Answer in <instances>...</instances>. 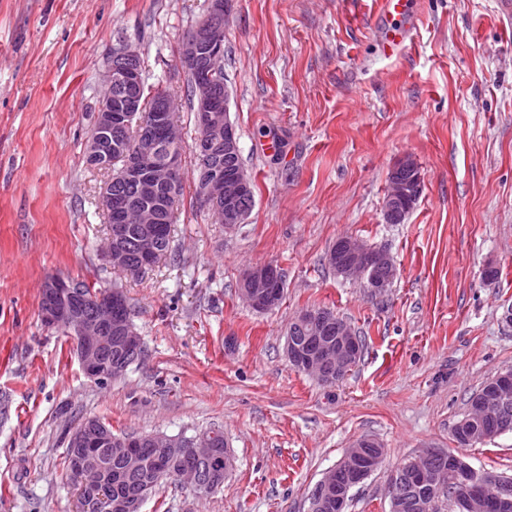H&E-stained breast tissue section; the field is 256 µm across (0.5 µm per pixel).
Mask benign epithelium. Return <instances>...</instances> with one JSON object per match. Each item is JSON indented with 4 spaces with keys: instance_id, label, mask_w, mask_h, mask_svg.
Listing matches in <instances>:
<instances>
[{
    "instance_id": "obj_1",
    "label": "benign epithelium",
    "mask_w": 512,
    "mask_h": 512,
    "mask_svg": "<svg viewBox=\"0 0 512 512\" xmlns=\"http://www.w3.org/2000/svg\"><path fill=\"white\" fill-rule=\"evenodd\" d=\"M234 0H208V10L192 30L191 37L182 48V68L191 74L198 87L194 103L196 127L200 131L194 150L206 173L198 182L197 194L205 206L218 218L224 217V209L232 207L236 197L249 188L250 178L242 169L229 179L224 172L210 166L209 146L211 135L224 138V148L238 149L236 128L228 117L229 105L219 108L209 93L210 80L214 71L210 65L224 54V26L221 20L228 16ZM144 93L141 62L138 51L128 45L116 50V64L107 66L106 88L100 96L95 116L94 132L86 145V152L93 160L106 167L115 153L125 158L119 177L140 182L143 195L151 203L141 209L137 219L141 224H153L161 220L164 207L169 200L176 198L178 185L170 179L182 173L183 144L179 128L175 123V112L179 102L167 92L154 93L155 109L151 124L139 123L136 126V143L125 149L112 145V128L128 126L139 111L140 98ZM423 189L421 175H416L413 183L393 186L385 199V212H390L394 204L418 201ZM125 228L119 224L108 231L102 254L109 263L120 260L112 241L123 237ZM328 264L336 274L345 278H355L369 288L372 293H382L396 275L392 256L385 250L373 249L352 236L336 240L327 254ZM270 277L283 279L280 270L270 264L249 269L244 275L245 288L242 295L257 311H268L273 304L264 303L255 292ZM126 305L123 292L118 288H108L102 295L87 299L79 295L77 283L61 276L47 279L41 295L40 314L43 323L51 328L65 327L69 330L73 350L80 367L87 378L95 384H103L119 378L124 368L112 366L103 361L101 346L112 334L119 335L121 349L136 354L141 345L140 336L134 331L130 320L121 307ZM301 324H313L336 332V336L326 343L313 345L306 355L292 342H287V356L290 363L324 384L342 380L351 370L360 353L357 335L346 321L326 310L306 309L295 318ZM497 389V399L484 402L495 417L496 429L508 425V416L501 412V397L512 390V374L501 372L492 378ZM117 443L123 448L127 466L136 467L140 463L143 441L138 437H125L112 440L104 432L101 423L88 418L73 432L70 445L78 449L73 456L74 467L82 475L79 512H142L143 504L163 479L169 459L189 455L198 459L216 457L211 435L201 434L185 441L177 436L153 435L149 445L157 453L156 470L153 478L143 490L124 498L112 499V481L106 473L103 451ZM365 446H379L376 439L363 436L348 450L343 459L330 469L309 495L308 512H323L329 505V491L337 484L340 471L351 466L355 449ZM420 476L421 484L428 488L427 493L418 499L420 512H435L437 500L431 494L442 488L445 469L435 468L415 471L399 467L387 480V496L395 502L402 498L407 480ZM512 483L495 473H486L459 485L457 496L464 499L470 512H484L483 502L487 493L498 497L508 495Z\"/></svg>"
}]
</instances>
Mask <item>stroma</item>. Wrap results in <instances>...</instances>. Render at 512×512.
I'll list each match as a JSON object with an SVG mask.
<instances>
[{"mask_svg": "<svg viewBox=\"0 0 512 512\" xmlns=\"http://www.w3.org/2000/svg\"><path fill=\"white\" fill-rule=\"evenodd\" d=\"M377 2L235 0L224 75L255 206L232 230L200 206L196 131L181 109L172 249L130 276L101 255L111 173L84 162L107 57L132 46L148 85L184 99L178 47L207 0H0V512H75L65 448L92 416L116 431L223 430L235 461L223 488L201 497L168 482L142 512H306L364 435L386 456L347 512H389L388 475L426 446L512 475V432L468 447L453 438L471 394L512 368L501 321L512 305V18L498 0H415L419 26L386 54ZM271 140L278 150L263 151ZM407 157L423 193L388 224L389 175ZM344 235L393 257L385 294L327 265ZM263 263L285 276L268 312L240 296L244 272ZM490 266L497 279H485ZM57 275L127 298L143 355L108 386L41 320ZM318 307L367 340L333 385L286 356L289 323Z\"/></svg>", "mask_w": 512, "mask_h": 512, "instance_id": "1", "label": "stroma"}]
</instances>
